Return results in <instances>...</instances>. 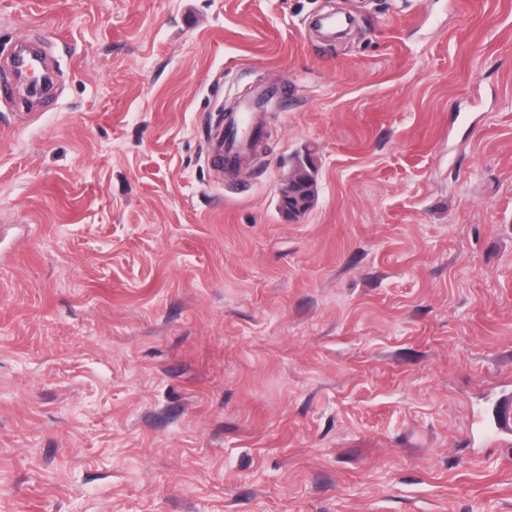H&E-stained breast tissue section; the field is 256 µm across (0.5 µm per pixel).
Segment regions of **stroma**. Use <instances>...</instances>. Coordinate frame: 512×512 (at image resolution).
Wrapping results in <instances>:
<instances>
[{
	"label": "stroma",
	"instance_id": "obj_1",
	"mask_svg": "<svg viewBox=\"0 0 512 512\" xmlns=\"http://www.w3.org/2000/svg\"><path fill=\"white\" fill-rule=\"evenodd\" d=\"M22 38L58 88L0 106V512H512L472 437L512 406V0H0ZM275 88L278 85L255 87L248 98L237 104L234 112L224 117V130L216 142L211 160L212 166L221 175L224 174V168H236L244 164L257 127V104Z\"/></svg>",
	"mask_w": 512,
	"mask_h": 512
}]
</instances>
